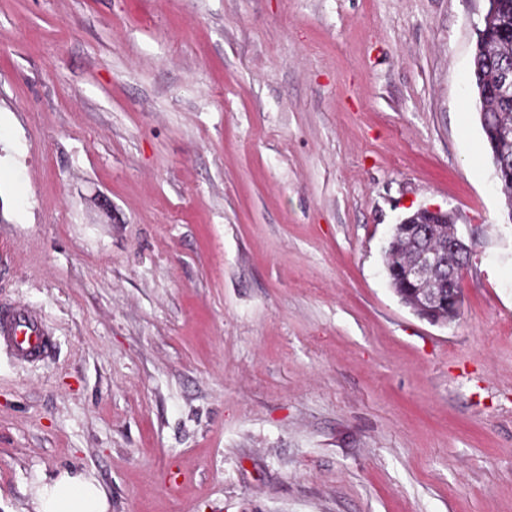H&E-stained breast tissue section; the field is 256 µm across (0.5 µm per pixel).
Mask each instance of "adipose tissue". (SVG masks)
<instances>
[{"label": "adipose tissue", "mask_w": 512, "mask_h": 512, "mask_svg": "<svg viewBox=\"0 0 512 512\" xmlns=\"http://www.w3.org/2000/svg\"><path fill=\"white\" fill-rule=\"evenodd\" d=\"M34 512H108L105 490L92 476L63 472L36 485L32 493Z\"/></svg>", "instance_id": "adipose-tissue-1"}]
</instances>
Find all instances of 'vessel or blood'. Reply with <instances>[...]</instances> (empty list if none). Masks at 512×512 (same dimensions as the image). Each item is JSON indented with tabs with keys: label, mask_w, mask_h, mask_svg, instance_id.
Listing matches in <instances>:
<instances>
[{
	"label": "vessel or blood",
	"mask_w": 512,
	"mask_h": 512,
	"mask_svg": "<svg viewBox=\"0 0 512 512\" xmlns=\"http://www.w3.org/2000/svg\"><path fill=\"white\" fill-rule=\"evenodd\" d=\"M56 341L39 312L24 302L0 303V350L22 362L53 357Z\"/></svg>",
	"instance_id": "vessel-or-blood-1"
}]
</instances>
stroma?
I'll use <instances>...</instances> for the list:
<instances>
[{"instance_id": "35a3bbf8", "label": "stroma", "mask_w": 512, "mask_h": 512, "mask_svg": "<svg viewBox=\"0 0 512 512\" xmlns=\"http://www.w3.org/2000/svg\"><path fill=\"white\" fill-rule=\"evenodd\" d=\"M485 0H0V512H512V223L469 75ZM439 206L459 321L383 252ZM56 341L39 312L24 302L0 303V350L22 362L53 357ZM33 512H108L105 490L92 476L65 471L32 493Z\"/></svg>"}]
</instances>
